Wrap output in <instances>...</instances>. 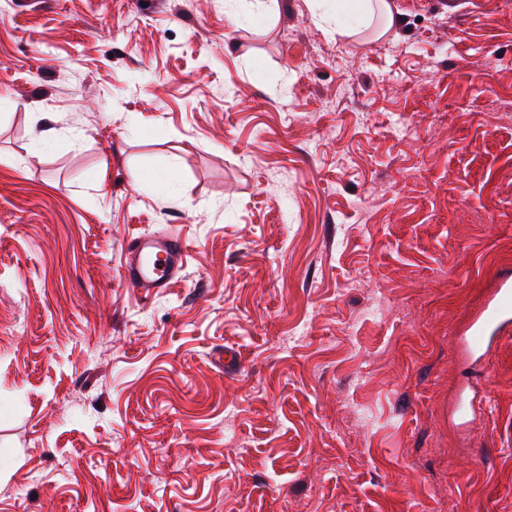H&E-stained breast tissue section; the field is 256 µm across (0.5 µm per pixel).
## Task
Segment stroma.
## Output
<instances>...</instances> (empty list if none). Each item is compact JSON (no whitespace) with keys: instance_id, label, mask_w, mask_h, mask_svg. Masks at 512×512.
Instances as JSON below:
<instances>
[{"instance_id":"obj_1","label":"stroma","mask_w":512,"mask_h":512,"mask_svg":"<svg viewBox=\"0 0 512 512\" xmlns=\"http://www.w3.org/2000/svg\"><path fill=\"white\" fill-rule=\"evenodd\" d=\"M392 10L0 0V512H512V0ZM347 11L342 13L340 16H336V26L338 27V19H341L344 23H357L362 20V18H366L368 13L372 8L371 2H377L374 4L379 11L386 13L391 17V8L388 4V0H356ZM338 17V18H337ZM186 253L185 243L175 234L133 236L121 278L126 288L155 296L179 277ZM512 283L502 282L484 303L474 319L467 336H462L463 351L475 360L483 358L496 336L504 327L512 324Z\"/></svg>"}]
</instances>
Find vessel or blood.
Segmentation results:
<instances>
[{
  "mask_svg": "<svg viewBox=\"0 0 512 512\" xmlns=\"http://www.w3.org/2000/svg\"><path fill=\"white\" fill-rule=\"evenodd\" d=\"M187 248L175 234L136 235L128 243L121 278L126 287L146 296L160 294L183 270ZM512 325V284L502 283L484 303L467 336L463 351L483 358L503 328Z\"/></svg>",
  "mask_w": 512,
  "mask_h": 512,
  "instance_id": "b4317fda",
  "label": "vessel or blood"
}]
</instances>
